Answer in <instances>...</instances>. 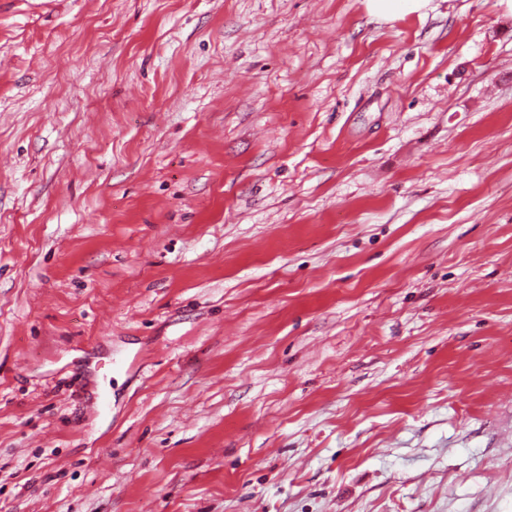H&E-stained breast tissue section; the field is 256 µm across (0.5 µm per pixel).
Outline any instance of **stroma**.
Here are the masks:
<instances>
[{
    "instance_id": "obj_1",
    "label": "stroma",
    "mask_w": 512,
    "mask_h": 512,
    "mask_svg": "<svg viewBox=\"0 0 512 512\" xmlns=\"http://www.w3.org/2000/svg\"><path fill=\"white\" fill-rule=\"evenodd\" d=\"M0 512H512L506 0H0ZM425 0H368L369 10L380 18H393L418 11Z\"/></svg>"
}]
</instances>
